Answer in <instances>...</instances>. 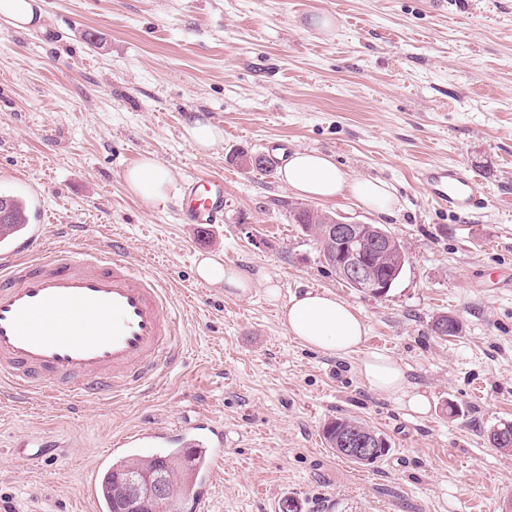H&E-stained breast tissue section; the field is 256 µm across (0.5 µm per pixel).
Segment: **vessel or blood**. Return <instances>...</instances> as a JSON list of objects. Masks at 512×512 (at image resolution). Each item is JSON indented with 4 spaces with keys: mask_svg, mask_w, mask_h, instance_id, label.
<instances>
[{
    "mask_svg": "<svg viewBox=\"0 0 512 512\" xmlns=\"http://www.w3.org/2000/svg\"><path fill=\"white\" fill-rule=\"evenodd\" d=\"M418 180L432 201L458 217L487 195L480 177L460 163L422 169ZM27 201L34 217L28 235L0 249V397L104 401L122 390L153 387L160 366L176 361L183 347L166 284L132 260L119 239L93 245L79 238L50 256L35 255L47 230L43 195L30 190ZM179 213L209 233L223 220V189L194 177L183 186ZM199 428L186 420L169 431L137 429L112 447L148 452L173 436L188 454L212 446L216 453L201 476L209 483L225 459L228 437L214 424L203 441Z\"/></svg>",
    "mask_w": 512,
    "mask_h": 512,
    "instance_id": "b4317fda",
    "label": "vessel or blood"
}]
</instances>
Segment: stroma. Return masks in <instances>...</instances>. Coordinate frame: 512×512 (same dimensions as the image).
<instances>
[{
  "label": "stroma",
  "mask_w": 512,
  "mask_h": 512,
  "mask_svg": "<svg viewBox=\"0 0 512 512\" xmlns=\"http://www.w3.org/2000/svg\"><path fill=\"white\" fill-rule=\"evenodd\" d=\"M36 29L0 24V194L45 196L46 256L83 225L88 242L124 239L170 285L183 355L156 386L76 408L67 398L0 401V512H88L81 478L115 438L185 415L223 423L235 441L207 498L176 512H504L512 450L489 436L512 422V0H39ZM327 15L331 31L313 20ZM203 118L224 139L200 152L184 127ZM269 142L334 157L355 179L393 188L392 214L351 197L296 196L278 172L232 163ZM153 157L166 195H132L125 172ZM463 163L490 185L457 217L433 205L415 174ZM224 180L213 236L179 218L184 182ZM312 208L381 225L408 261L383 297L348 288L291 213ZM272 278L282 297L327 289L367 325L364 350L400 360L426 414L367 385L356 355L303 347L263 286L239 296L199 283L196 261ZM442 315L461 326L435 335ZM349 417L390 450L362 467L326 444ZM61 442L30 467L14 444Z\"/></svg>",
  "instance_id": "1"
}]
</instances>
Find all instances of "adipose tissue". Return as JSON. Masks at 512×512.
<instances>
[{
  "instance_id": "obj_1",
  "label": "adipose tissue",
  "mask_w": 512,
  "mask_h": 512,
  "mask_svg": "<svg viewBox=\"0 0 512 512\" xmlns=\"http://www.w3.org/2000/svg\"><path fill=\"white\" fill-rule=\"evenodd\" d=\"M288 189L301 197L331 200L350 196L386 213L394 204L390 186L378 180L353 179L340 171L331 156L317 151L298 150L280 170ZM129 190L150 202L161 198L173 181L169 169L152 158H143L125 174ZM197 274L209 285L244 295L254 288L256 277L229 267L216 256L201 258ZM268 297L277 302L282 325L302 345L339 356L360 354V372L377 393L405 404L418 414L428 408L427 399L412 392L398 360L380 351H363L367 326L357 309L327 290H309L281 299L280 289L268 284Z\"/></svg>"
}]
</instances>
